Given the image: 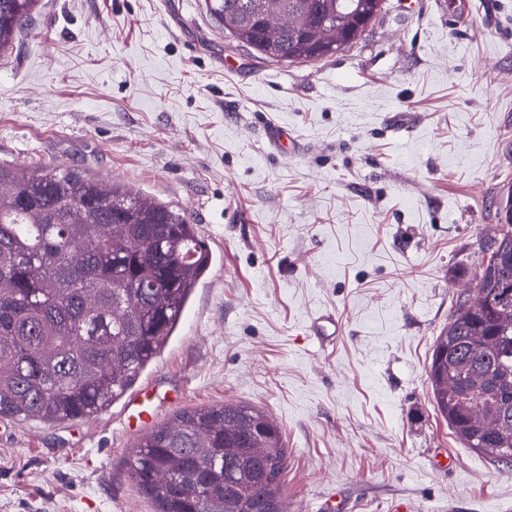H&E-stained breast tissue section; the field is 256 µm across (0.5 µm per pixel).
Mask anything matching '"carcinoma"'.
Returning a JSON list of instances; mask_svg holds the SVG:
<instances>
[{
  "instance_id": "1",
  "label": "carcinoma",
  "mask_w": 512,
  "mask_h": 512,
  "mask_svg": "<svg viewBox=\"0 0 512 512\" xmlns=\"http://www.w3.org/2000/svg\"><path fill=\"white\" fill-rule=\"evenodd\" d=\"M37 0H0V52ZM385 0H206L238 43L273 62L352 46ZM474 302L432 353L439 412L465 445L512 466V187ZM213 255L170 205L78 169L0 162V419L47 424L106 411L178 329ZM279 426L244 404L176 414L135 443L130 467L157 512H288Z\"/></svg>"
}]
</instances>
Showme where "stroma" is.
<instances>
[{"label":"stroma","mask_w":512,"mask_h":512,"mask_svg":"<svg viewBox=\"0 0 512 512\" xmlns=\"http://www.w3.org/2000/svg\"><path fill=\"white\" fill-rule=\"evenodd\" d=\"M0 161L168 203L213 254L136 383L151 424L263 409L288 512H512V467L461 444L428 378L512 186V0H387L352 47L288 64L205 0H39L0 56ZM126 405L0 419V512H156Z\"/></svg>","instance_id":"35a3bbf8"}]
</instances>
